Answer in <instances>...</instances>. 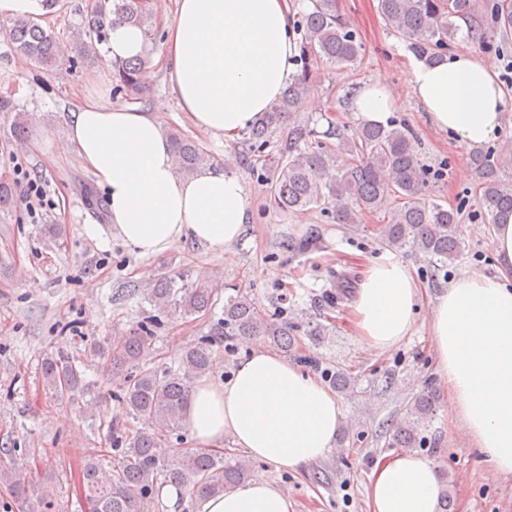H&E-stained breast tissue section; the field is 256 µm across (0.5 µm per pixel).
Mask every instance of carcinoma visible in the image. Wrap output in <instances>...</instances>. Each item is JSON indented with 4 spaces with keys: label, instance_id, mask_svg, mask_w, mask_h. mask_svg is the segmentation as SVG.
Returning <instances> with one entry per match:
<instances>
[{
    "label": "carcinoma",
    "instance_id": "carcinoma-1",
    "mask_svg": "<svg viewBox=\"0 0 512 512\" xmlns=\"http://www.w3.org/2000/svg\"><path fill=\"white\" fill-rule=\"evenodd\" d=\"M299 13L297 28L303 31L299 44L300 71L291 76L283 96L249 131L253 151L263 154L261 180L274 205L284 211L317 206L332 209L339 224L357 223L360 211L383 213L380 236L394 251L423 255L435 267H444L462 249L459 234L461 212L427 199L433 185L431 169L418 155V143L410 126L390 124L362 126L346 137L333 130L336 147L318 140L309 122L294 120L303 97L315 87L324 68H344L362 55V44L338 12L337 0H310ZM378 9L389 30L403 39L409 51L427 62L447 55L458 42L478 40L485 50L497 49L512 33V0H378ZM100 20L85 32L79 54L85 59L101 57L107 40L105 21L114 15L141 28L146 39L154 35V14L143 0H103ZM13 50L45 69L55 66L58 47L54 34L33 19H18L8 31ZM142 60L112 64L113 89L140 88ZM283 139L278 153L264 149L278 134ZM181 169L192 172L209 155L181 131L170 133ZM349 155L346 165H336L337 154ZM469 163L480 178L475 197L489 224L504 212H512V180L503 176L507 158L495 149L474 150ZM184 316L206 317L213 308L210 288L187 283L176 286L167 278L149 288L133 285L128 294ZM155 320L138 322L112 342L90 347L93 357L106 360L114 369H126L123 383L112 397L126 415L144 427L132 434L112 429V447L118 451L112 473L103 475L106 455L90 456L81 471L82 488L89 512H158V481L175 484L198 500L224 492L254 476L252 463L243 458L226 462L206 451L169 454L165 433L182 427L193 382L213 368L214 348L236 336H261L287 353L303 334L317 342L325 335L320 323L305 329L288 323L280 314L264 312L248 294L239 293L224 302V317L201 342L184 350L178 366L158 371L151 366ZM87 366L66 349L46 353L39 373L45 392L55 398L83 400V409L93 417L95 399L84 400L94 383L86 378ZM438 404L431 390L410 402L403 422L395 426L392 445L423 448L425 432ZM54 498L49 486L37 484L29 465L17 459V446L0 444V512H50Z\"/></svg>",
    "mask_w": 512,
    "mask_h": 512
}]
</instances>
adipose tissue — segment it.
I'll use <instances>...</instances> for the list:
<instances>
[{
	"label": "adipose tissue",
	"mask_w": 512,
	"mask_h": 512,
	"mask_svg": "<svg viewBox=\"0 0 512 512\" xmlns=\"http://www.w3.org/2000/svg\"><path fill=\"white\" fill-rule=\"evenodd\" d=\"M166 26L164 68L178 105L195 129L227 138L251 126L281 96L295 63L292 0H176ZM108 56L153 63L142 30L114 22ZM410 88L435 129L466 147L499 130L504 91L489 65L467 53L411 65ZM350 110L362 125H387L400 106L383 81L362 85ZM167 103L143 109L98 97L77 105L66 145L107 192L112 231L140 255L168 254L188 242L214 251L244 235L252 200L231 163L184 174L158 118ZM497 271H473L449 283L430 310L434 370L448 389L459 428L491 470L512 478V212L493 236ZM422 290L409 267L387 256L369 264L349 320L361 344L383 352L411 335ZM223 381L193 387L186 426L196 447L232 440L255 460L299 471L322 458L346 422L336 395L261 341ZM443 490L435 462L416 453L381 458L367 494L368 512H438ZM201 512H294L287 491L256 480L206 499Z\"/></svg>",
	"instance_id": "1"
}]
</instances>
